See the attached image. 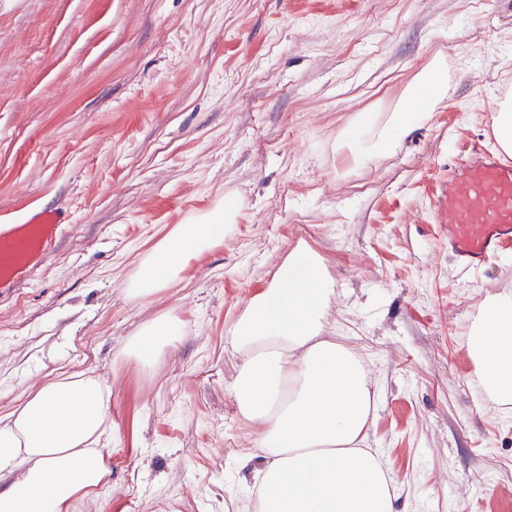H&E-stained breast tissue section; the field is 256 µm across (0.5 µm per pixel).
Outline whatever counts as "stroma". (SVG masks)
I'll list each match as a JSON object with an SVG mask.
<instances>
[{"label":"stroma","mask_w":512,"mask_h":512,"mask_svg":"<svg viewBox=\"0 0 512 512\" xmlns=\"http://www.w3.org/2000/svg\"><path fill=\"white\" fill-rule=\"evenodd\" d=\"M447 102L362 163L434 48ZM512 86V0H0V239L62 211L55 242L0 286V415L70 373L101 378L107 481L74 512H239L258 427L230 393L250 297L306 243L335 280L331 333L378 392L367 446L403 512H512V409L468 336L512 297V248L464 271L431 218L436 179L490 142ZM224 240L151 300L125 283L167 231L224 198ZM183 334L146 369V321Z\"/></svg>","instance_id":"obj_1"}]
</instances>
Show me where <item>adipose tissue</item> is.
<instances>
[{"label": "adipose tissue", "instance_id": "1", "mask_svg": "<svg viewBox=\"0 0 512 512\" xmlns=\"http://www.w3.org/2000/svg\"><path fill=\"white\" fill-rule=\"evenodd\" d=\"M447 98L448 65L437 48L379 131V147L393 146ZM237 214L228 200L176 225L141 260L128 295L147 300L179 281L192 258L223 241ZM334 293L321 257L301 243L235 325L231 343L244 360L232 396L242 418L260 428L257 512H398L391 478L363 447L375 407L366 365L325 335ZM180 334L178 320L160 316L140 327L130 350L148 368ZM469 356L487 394L512 404L511 297L485 307ZM109 395L101 380L70 374L0 415V512H72L76 500L103 485Z\"/></svg>", "mask_w": 512, "mask_h": 512}]
</instances>
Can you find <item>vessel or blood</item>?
<instances>
[{"instance_id":"vessel-or-blood-1","label":"vessel or blood","mask_w":512,"mask_h":512,"mask_svg":"<svg viewBox=\"0 0 512 512\" xmlns=\"http://www.w3.org/2000/svg\"><path fill=\"white\" fill-rule=\"evenodd\" d=\"M434 218L447 232L448 251L477 268L512 244V162L497 148L474 149L466 164L452 165L435 189ZM62 219L36 215L16 240L0 247V284L14 281L32 254L52 240Z\"/></svg>"}]
</instances>
